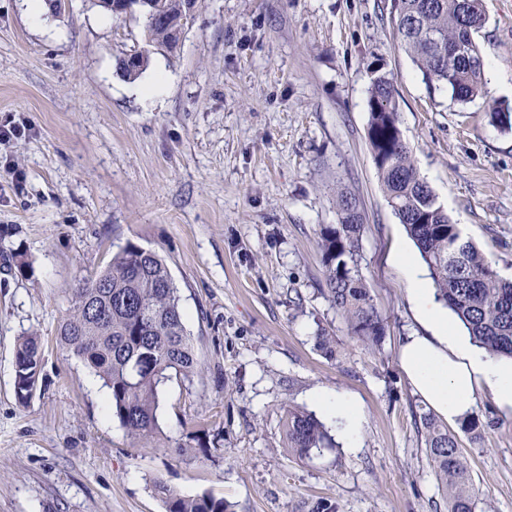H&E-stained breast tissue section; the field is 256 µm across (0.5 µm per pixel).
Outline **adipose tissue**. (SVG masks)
I'll return each mask as SVG.
<instances>
[{
	"label": "adipose tissue",
	"instance_id": "obj_1",
	"mask_svg": "<svg viewBox=\"0 0 512 512\" xmlns=\"http://www.w3.org/2000/svg\"><path fill=\"white\" fill-rule=\"evenodd\" d=\"M394 259L411 285V302L427 330L426 335L409 337L401 350L402 368L415 389L452 422L471 411L480 392L512 410V360L490 357L470 337L454 331L412 252L396 247ZM315 401L327 418L343 420L342 434L349 447H356L361 423L358 406L325 391L317 393Z\"/></svg>",
	"mask_w": 512,
	"mask_h": 512
}]
</instances>
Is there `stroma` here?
<instances>
[{
  "label": "stroma",
  "mask_w": 512,
  "mask_h": 512,
  "mask_svg": "<svg viewBox=\"0 0 512 512\" xmlns=\"http://www.w3.org/2000/svg\"><path fill=\"white\" fill-rule=\"evenodd\" d=\"M479 39L495 83L475 102L429 93L396 35L391 0H199L175 51L137 81L116 62L143 49L139 8L121 17L69 0L29 20L0 0V512H164L163 485L209 491L232 512H448L414 422L428 404L400 363L424 334L393 249L408 242L366 138L372 72L391 74L398 121L422 178L466 238L512 277V0H484ZM165 90L144 98L156 73ZM358 199L361 272L386 326L373 354L325 299L319 231L337 190ZM133 243L157 252L179 289L201 371L164 389L160 433L132 439L91 369L56 342L79 283ZM44 343L27 405L14 393L23 333ZM336 337L326 360L317 335ZM328 391L362 412L358 447L302 460L281 447L287 408ZM480 436L449 424L478 512H512V413L477 394Z\"/></svg>",
  "instance_id": "1"
}]
</instances>
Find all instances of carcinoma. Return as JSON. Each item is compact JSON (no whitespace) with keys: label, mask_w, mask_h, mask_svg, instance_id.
<instances>
[{"label":"carcinoma","mask_w":512,"mask_h":512,"mask_svg":"<svg viewBox=\"0 0 512 512\" xmlns=\"http://www.w3.org/2000/svg\"><path fill=\"white\" fill-rule=\"evenodd\" d=\"M483 0H392L397 31L407 52L433 90L467 104L482 95L486 62L476 35L485 25ZM189 0H161L174 19L187 14ZM145 41L169 48L170 29L153 20L143 0ZM367 139L387 202L415 242L435 285L438 300L453 311L473 342L490 356L512 359V279L503 278L486 256L462 235L420 176L398 125L393 79L375 73L368 90ZM336 223L320 228L325 269L324 295L346 321L363 349L378 353L384 319L361 274L359 242L363 215L356 199L336 193ZM59 344L93 369L110 395L112 418L135 440H150L160 429L161 393L174 377L191 382L201 363L187 333L177 288L155 252L126 244L109 266L83 282ZM43 367L36 333L20 337L14 354V391L19 404L32 398ZM426 453L448 512H476L477 495L457 437L431 415L419 414ZM284 447L301 459L335 447L313 414L288 408L281 420ZM165 512H228L224 498L210 492L181 496L159 486Z\"/></svg>","instance_id":"obj_1"}]
</instances>
